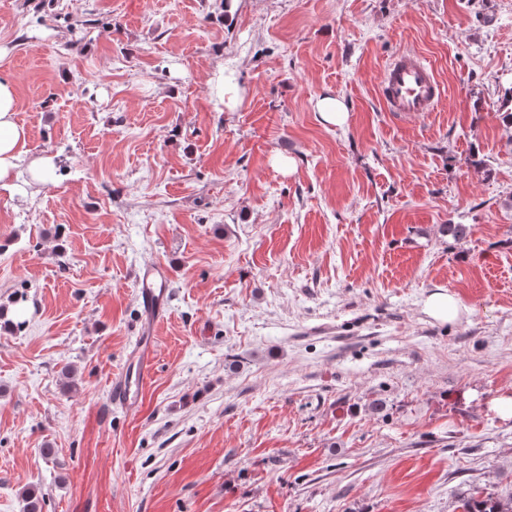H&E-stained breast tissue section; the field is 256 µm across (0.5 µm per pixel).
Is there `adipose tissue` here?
Segmentation results:
<instances>
[{"label": "adipose tissue", "mask_w": 512, "mask_h": 512, "mask_svg": "<svg viewBox=\"0 0 512 512\" xmlns=\"http://www.w3.org/2000/svg\"><path fill=\"white\" fill-rule=\"evenodd\" d=\"M29 132L17 120L13 82L0 77V186H9L25 153Z\"/></svg>", "instance_id": "1"}]
</instances>
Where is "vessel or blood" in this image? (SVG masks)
I'll list each match as a JSON object with an SVG mask.
<instances>
[{"mask_svg": "<svg viewBox=\"0 0 512 512\" xmlns=\"http://www.w3.org/2000/svg\"><path fill=\"white\" fill-rule=\"evenodd\" d=\"M380 95L387 112L396 117L435 111L443 95L433 66L421 55L400 51L385 66ZM168 273L159 265L142 267L136 276L145 321L125 373L112 380V396L126 406L136 404L150 379L154 359L153 334L165 316Z\"/></svg>", "mask_w": 512, "mask_h": 512, "instance_id": "b4317fda", "label": "vessel or blood"}]
</instances>
